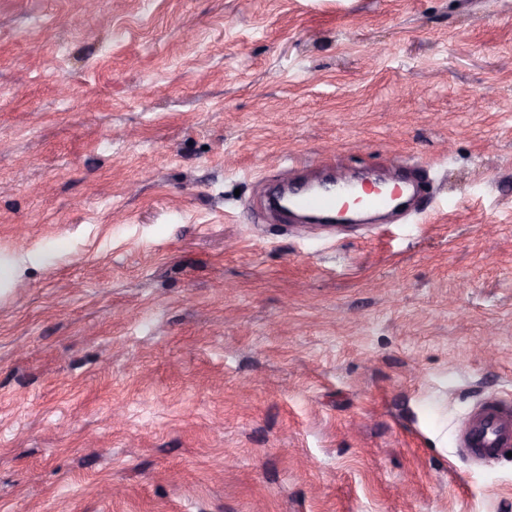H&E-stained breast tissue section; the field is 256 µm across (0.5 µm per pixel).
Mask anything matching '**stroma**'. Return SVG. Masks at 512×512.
I'll return each instance as SVG.
<instances>
[{
  "label": "stroma",
  "instance_id": "1",
  "mask_svg": "<svg viewBox=\"0 0 512 512\" xmlns=\"http://www.w3.org/2000/svg\"><path fill=\"white\" fill-rule=\"evenodd\" d=\"M0 260V512H512V0H0ZM353 188L343 185V189L335 194H318L307 189L288 190L290 198L288 208L294 213L314 215L324 218L336 216L337 212L347 206L341 201L350 195ZM288 208L282 209L288 211ZM458 448L471 462L512 451V402L492 395L477 403L460 425Z\"/></svg>",
  "mask_w": 512,
  "mask_h": 512
}]
</instances>
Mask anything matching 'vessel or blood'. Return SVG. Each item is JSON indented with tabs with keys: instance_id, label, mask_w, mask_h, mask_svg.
I'll list each match as a JSON object with an SVG mask.
<instances>
[{
	"instance_id": "1",
	"label": "vessel or blood",
	"mask_w": 512,
	"mask_h": 512,
	"mask_svg": "<svg viewBox=\"0 0 512 512\" xmlns=\"http://www.w3.org/2000/svg\"><path fill=\"white\" fill-rule=\"evenodd\" d=\"M351 187L340 193L318 194L306 189L289 191L290 211L324 218L336 216L344 196ZM458 446L470 461H490L512 452V401L492 395L477 403L463 419Z\"/></svg>"
}]
</instances>
